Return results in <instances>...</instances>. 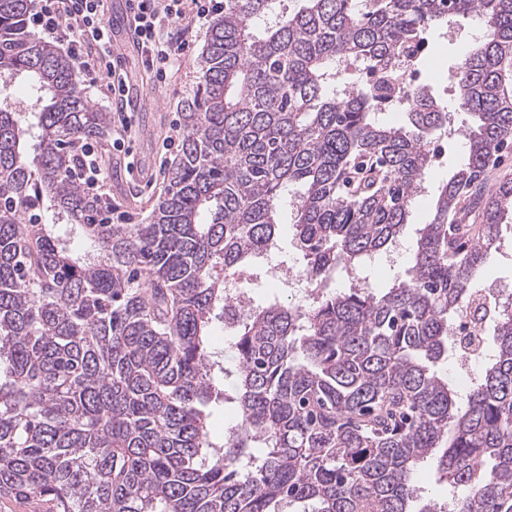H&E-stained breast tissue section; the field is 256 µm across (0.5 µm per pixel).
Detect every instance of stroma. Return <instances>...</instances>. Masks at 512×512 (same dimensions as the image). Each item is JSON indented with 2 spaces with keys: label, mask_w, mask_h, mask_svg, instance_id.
<instances>
[{
  "label": "stroma",
  "mask_w": 512,
  "mask_h": 512,
  "mask_svg": "<svg viewBox=\"0 0 512 512\" xmlns=\"http://www.w3.org/2000/svg\"><path fill=\"white\" fill-rule=\"evenodd\" d=\"M112 41L125 53V66L131 84L140 96L135 103L136 136L133 143V158L113 149L111 143L95 144L94 150L104 179L102 192L112 200V221L118 224H136L146 218L165 186V172L177 156L176 151L164 150L162 144L167 137H179L180 112L183 101L190 97L198 82V59L205 44L197 38L188 49L176 81L163 85L153 82L141 68L131 36L119 24H112ZM428 50L430 56L439 58L440 72L424 70L423 81L429 84L434 96L448 113V125L434 131L432 143L446 146L443 166L433 167L426 176L427 190L416 197L411 214L400 236L406 251L416 245L418 225L428 223L434 206L438 186L452 175L462 162L466 145L449 143L450 128H464L466 116L455 103V73L462 48L454 41L430 33ZM134 164L135 175H128L127 164Z\"/></svg>",
  "instance_id": "35a3bbf8"
}]
</instances>
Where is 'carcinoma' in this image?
Returning a JSON list of instances; mask_svg holds the SVG:
<instances>
[{"instance_id": "carcinoma-1", "label": "carcinoma", "mask_w": 512, "mask_h": 512, "mask_svg": "<svg viewBox=\"0 0 512 512\" xmlns=\"http://www.w3.org/2000/svg\"><path fill=\"white\" fill-rule=\"evenodd\" d=\"M0 0V80L35 93L33 120L0 102V500L31 512H441L418 501L432 463L455 512H512V300L494 356L460 399L432 366L512 217V179L485 174L512 143V0H224L181 112L180 155L139 224H114L77 179L110 113L57 45ZM477 18L456 68L472 118L437 188L406 277L337 291L385 251L433 165L448 113L397 68L431 31ZM352 60L377 76L336 80ZM398 92L408 125L378 119ZM309 288L235 331L240 371L219 388L212 331L228 278L266 276L282 210ZM51 208L63 224L42 223ZM209 215L200 223L202 213ZM88 249L67 247L72 232ZM213 396L235 405L211 436Z\"/></svg>"}]
</instances>
